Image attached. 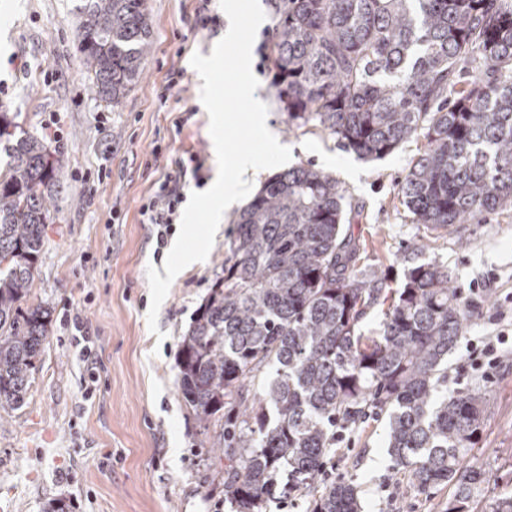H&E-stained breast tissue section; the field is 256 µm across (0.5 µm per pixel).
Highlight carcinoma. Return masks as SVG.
I'll return each instance as SVG.
<instances>
[{"instance_id":"carcinoma-1","label":"carcinoma","mask_w":512,"mask_h":512,"mask_svg":"<svg viewBox=\"0 0 512 512\" xmlns=\"http://www.w3.org/2000/svg\"><path fill=\"white\" fill-rule=\"evenodd\" d=\"M273 86L298 126L328 131L361 158L423 138L400 182L416 224L440 234L512 206V3L509 0H280ZM77 47L96 100L115 105L149 51L147 0H84ZM0 410L25 399L51 310L26 305L65 160L0 111ZM338 181L300 164L269 179L224 239L215 283L179 342L176 384L198 423L224 421V490L263 512L285 470L310 493L336 426L387 415L386 442L419 488L454 487L468 512L489 474L469 457L485 395L448 390V354L470 321L448 268L405 258V283L358 267ZM381 305L376 336L357 334ZM268 368L265 394L243 392ZM313 512H358L339 480Z\"/></svg>"}]
</instances>
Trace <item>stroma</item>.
<instances>
[{
	"instance_id": "1",
	"label": "stroma",
	"mask_w": 512,
	"mask_h": 512,
	"mask_svg": "<svg viewBox=\"0 0 512 512\" xmlns=\"http://www.w3.org/2000/svg\"><path fill=\"white\" fill-rule=\"evenodd\" d=\"M81 0H0L10 15L0 27V100L29 133L44 135L48 112L62 114V138L50 151L66 165L49 202L51 221L35 274L31 300L52 312L50 335L35 363L25 401L0 411V512H44L62 500L66 512H236L224 491V455L216 442L222 423L200 426L176 385L181 336L215 281L224 275V237L235 214L225 213L205 261L186 267L171 284L158 313V333L147 323L148 267L154 256L152 225L140 207L161 180L149 165L153 146L196 153L202 168L186 174V192L207 189L215 172L202 81L191 69L194 53L210 56L223 27H201L196 0H148L151 45L142 74L116 106L95 101L76 49L74 16ZM267 23L252 47L258 96L268 102V123L292 163L310 162L336 177L351 204L348 229L360 248L359 264L404 281V256L447 266L462 295L487 282L479 304L448 358V387L479 390L487 398L474 459L490 476L484 497L512 493V357L487 381L463 370L468 341L489 327L488 312L512 294V207L478 216L430 236L401 201L399 183L423 146L414 139L383 159L365 161L321 128L288 121L272 85L271 37L277 0H260ZM28 62L17 74L14 59ZM186 79L166 108L157 96L170 68ZM107 163L109 179L89 193L87 168ZM120 221L108 223L111 208ZM86 321L100 382L85 398L87 371L61 322L63 304ZM385 418H368L342 431L322 479L354 481L361 512H443L452 487L415 488L387 451Z\"/></svg>"
}]
</instances>
